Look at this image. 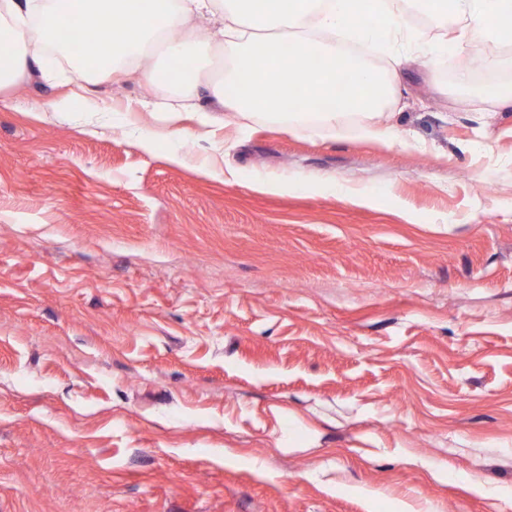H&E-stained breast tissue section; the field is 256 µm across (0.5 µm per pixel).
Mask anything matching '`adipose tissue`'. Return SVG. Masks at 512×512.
<instances>
[{"label":"adipose tissue","instance_id":"obj_1","mask_svg":"<svg viewBox=\"0 0 512 512\" xmlns=\"http://www.w3.org/2000/svg\"><path fill=\"white\" fill-rule=\"evenodd\" d=\"M431 16H465L454 37L458 49L477 41L512 43V0H419ZM217 13L232 54L233 69L208 92L222 112L242 118H286L289 103L307 105L305 123L332 126L359 116L365 133L397 140V126L375 127L377 111L394 94L386 72L357 63L331 49L327 38L366 42L404 33L391 0H0V89L40 67L39 49L56 43L74 21L94 31L80 59V76L104 77L114 63L164 85L159 69H143L147 45L162 40L183 72L178 83L195 80L201 33L189 20ZM310 46L318 63L303 67L292 56L296 44Z\"/></svg>","mask_w":512,"mask_h":512}]
</instances>
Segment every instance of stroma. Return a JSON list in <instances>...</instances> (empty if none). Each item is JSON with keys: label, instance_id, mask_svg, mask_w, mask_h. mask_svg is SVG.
Here are the masks:
<instances>
[{"label": "stroma", "instance_id": "stroma-1", "mask_svg": "<svg viewBox=\"0 0 512 512\" xmlns=\"http://www.w3.org/2000/svg\"><path fill=\"white\" fill-rule=\"evenodd\" d=\"M397 6L400 141L0 91V512H512V44Z\"/></svg>", "mask_w": 512, "mask_h": 512}]
</instances>
